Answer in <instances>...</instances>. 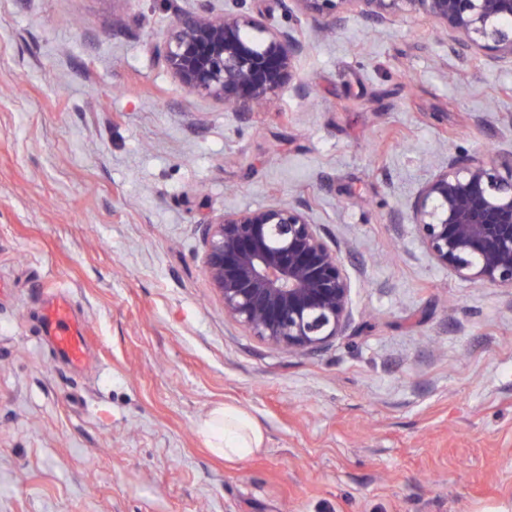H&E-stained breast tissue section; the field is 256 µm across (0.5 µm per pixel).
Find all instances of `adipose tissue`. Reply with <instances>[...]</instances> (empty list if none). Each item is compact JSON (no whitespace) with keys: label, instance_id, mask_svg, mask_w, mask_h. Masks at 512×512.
Here are the masks:
<instances>
[{"label":"adipose tissue","instance_id":"obj_1","mask_svg":"<svg viewBox=\"0 0 512 512\" xmlns=\"http://www.w3.org/2000/svg\"><path fill=\"white\" fill-rule=\"evenodd\" d=\"M199 432L209 447L235 460L264 447L263 429L240 409L224 406L213 409L199 425Z\"/></svg>","mask_w":512,"mask_h":512}]
</instances>
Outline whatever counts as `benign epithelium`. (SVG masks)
Returning <instances> with one entry per match:
<instances>
[{
  "label": "benign epithelium",
  "instance_id": "obj_1",
  "mask_svg": "<svg viewBox=\"0 0 512 512\" xmlns=\"http://www.w3.org/2000/svg\"><path fill=\"white\" fill-rule=\"evenodd\" d=\"M336 25L357 12L374 27L427 14L463 58L480 55L512 67V0H280ZM306 44L297 31H264L241 13L185 14L160 53L191 93L244 110L293 77ZM427 255L473 284L512 289V153L458 151L411 205ZM202 264L224 317L290 353L314 352L341 335L352 317L351 279L301 201L224 212L202 229Z\"/></svg>",
  "mask_w": 512,
  "mask_h": 512
}]
</instances>
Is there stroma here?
I'll use <instances>...</instances> for the list:
<instances>
[{"label": "stroma", "instance_id": "1", "mask_svg": "<svg viewBox=\"0 0 512 512\" xmlns=\"http://www.w3.org/2000/svg\"><path fill=\"white\" fill-rule=\"evenodd\" d=\"M241 12L307 45L256 112L158 58L180 16ZM512 152V69L425 14L323 40L277 0H0V512H512V290L427 256L410 207L456 149ZM306 202L353 320L296 355L225 319L212 216ZM65 292L89 344L41 329ZM246 412L229 461L199 423ZM208 446L223 453L224 459H241L264 448L263 429L245 412L226 406L213 409L199 424Z\"/></svg>", "mask_w": 512, "mask_h": 512}]
</instances>
